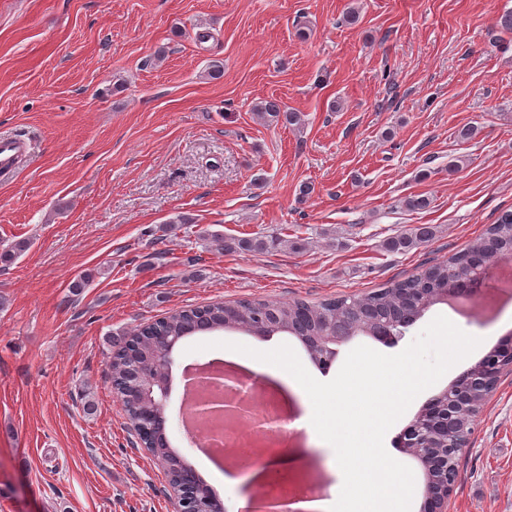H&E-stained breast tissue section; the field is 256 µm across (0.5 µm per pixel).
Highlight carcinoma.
Segmentation results:
<instances>
[{"label":"carcinoma","instance_id":"obj_1","mask_svg":"<svg viewBox=\"0 0 512 512\" xmlns=\"http://www.w3.org/2000/svg\"><path fill=\"white\" fill-rule=\"evenodd\" d=\"M255 109L272 121L284 120L297 123L298 115L282 107L274 100L263 101ZM434 237V228L418 224L383 242V248L401 253L423 245ZM213 242L229 251L264 253L283 245L299 253L306 245L301 241L285 243L277 235H259L247 239H230L214 234ZM497 256H512V210H506L496 219L487 232L446 260L437 262L418 273L398 280L367 295H348L311 304L303 300L293 302L243 301L233 306L230 319L239 327H246L259 320L266 323L269 333H288L292 336H325L331 330L338 335H361L368 330L392 328L408 317L417 321L433 305L441 301L446 288L466 285L475 270ZM206 313L214 322L215 330L224 329L225 307L216 301L202 308L175 310L167 316L134 329L127 335L112 341L109 367L111 384L117 400L129 422L142 420L145 409L152 407L149 399L137 400L127 392L146 385V379L167 376V341L181 335L196 314ZM457 389L451 396L463 399L451 422L452 442L468 443L473 432L475 417L493 388L485 383L479 365H472L456 379ZM152 456L163 461L168 483L175 482L178 472L190 465L167 440L158 448L151 449Z\"/></svg>","mask_w":512,"mask_h":512}]
</instances>
